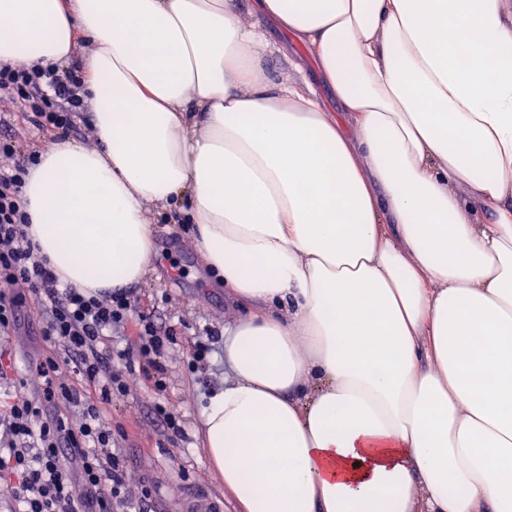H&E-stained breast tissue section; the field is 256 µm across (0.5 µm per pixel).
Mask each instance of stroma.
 Listing matches in <instances>:
<instances>
[{"label": "stroma", "instance_id": "35a3bbf8", "mask_svg": "<svg viewBox=\"0 0 512 512\" xmlns=\"http://www.w3.org/2000/svg\"><path fill=\"white\" fill-rule=\"evenodd\" d=\"M238 18L243 25L264 29L275 51L269 70L283 79L309 87L322 97L328 111H336V100L318 77L311 50L257 14L253 0H237ZM153 226L154 256L143 280L132 291L154 307V319L161 326H181L175 345L162 360L166 381V402L184 420V437L165 433L156 421V394L140 370L128 377L127 395L113 397L105 414L126 453L131 486L148 483L154 493L147 512H178L183 490L206 486L224 499V512H238L236 499L224 491V484L210 468L199 435L202 408L208 396L224 385L223 342L209 367L190 371L187 362L193 342L192 328L210 326L223 330L238 315V307L199 252L195 227L175 224L163 214H149ZM13 354V370H24L47 352L40 322L32 308L21 307L19 321L11 335H0V349Z\"/></svg>", "mask_w": 512, "mask_h": 512}]
</instances>
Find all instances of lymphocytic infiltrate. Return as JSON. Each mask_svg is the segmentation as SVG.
<instances>
[{
	"label": "lymphocytic infiltrate",
	"mask_w": 512,
	"mask_h": 512,
	"mask_svg": "<svg viewBox=\"0 0 512 512\" xmlns=\"http://www.w3.org/2000/svg\"><path fill=\"white\" fill-rule=\"evenodd\" d=\"M82 77L23 64L0 68V103L30 115L36 128L69 132L84 111ZM37 157H21L13 131L0 132V333L9 334L17 310L28 300L41 304V334L53 349L19 386L38 378L39 393L0 404V479L15 512H145L153 489H130L126 462L103 408L126 395L134 362L156 376V416L171 433L182 434L178 415L163 400L161 360L173 331L137 309L129 289L86 295L61 284L39 256L26 228L21 201L24 178ZM76 377L85 385L68 384Z\"/></svg>",
	"instance_id": "obj_1"
}]
</instances>
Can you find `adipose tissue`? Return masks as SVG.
<instances>
[{"mask_svg":"<svg viewBox=\"0 0 512 512\" xmlns=\"http://www.w3.org/2000/svg\"><path fill=\"white\" fill-rule=\"evenodd\" d=\"M254 6L340 112L236 0H0V67L96 46L103 148L41 153L30 238L94 293L143 279L150 211L196 225L241 310L202 433L242 512H512V0ZM253 2L237 1L238 18L245 26L254 25L267 32L270 42L275 47L274 53L268 59V69L282 79H290L299 85L308 86L324 99L329 112H338L335 98L317 75L311 50L257 14Z\"/></svg>","mask_w":512,"mask_h":512,"instance_id":"1","label":"adipose tissue"}]
</instances>
